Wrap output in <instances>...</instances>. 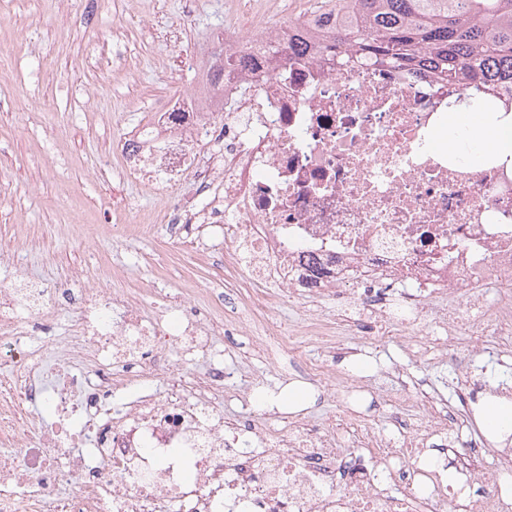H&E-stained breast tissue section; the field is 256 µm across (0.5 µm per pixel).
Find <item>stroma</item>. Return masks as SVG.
<instances>
[{
	"label": "stroma",
	"mask_w": 512,
	"mask_h": 512,
	"mask_svg": "<svg viewBox=\"0 0 512 512\" xmlns=\"http://www.w3.org/2000/svg\"><path fill=\"white\" fill-rule=\"evenodd\" d=\"M318 0H99L86 21L83 0H0V239L15 245L29 269L49 282L80 273L105 285V265H129L161 294L187 287L220 293L232 287L224 260L201 257L194 243L170 252L166 232L113 241V215L134 223L141 213L162 218L166 199L120 178L117 145L163 101L194 90L195 53L225 30L252 28L256 19L279 25L303 17ZM95 226L92 241L80 227ZM339 356L366 358L371 386L352 401L364 429H381L401 410L399 394L427 391L439 406L464 408L459 370L497 395L512 378L490 350L492 336L412 355L424 328L383 344L340 327ZM225 367L282 386L288 354L255 332L223 338Z\"/></svg>",
	"instance_id": "stroma-1"
}]
</instances>
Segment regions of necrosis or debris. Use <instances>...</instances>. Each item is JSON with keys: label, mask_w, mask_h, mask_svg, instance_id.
<instances>
[{"label": "necrosis or debris", "mask_w": 512, "mask_h": 512, "mask_svg": "<svg viewBox=\"0 0 512 512\" xmlns=\"http://www.w3.org/2000/svg\"><path fill=\"white\" fill-rule=\"evenodd\" d=\"M287 38L284 25L225 34V52L251 67L199 68L190 95L120 140L123 177L168 192L193 174L195 198L166 206L167 245L179 251L196 224L199 249L220 252L245 290L224 321L156 306L123 266L107 269L113 290L33 279L0 244V512H512L484 467L491 448L431 397L348 453L361 377L300 364L304 383L336 377L346 400L330 422L277 429L260 385L239 391L224 368L216 339L236 327L299 343L270 317L286 298L311 304L330 354L327 302L379 343L430 322L452 339L500 337L498 354L512 353V168L449 154L448 101L462 85L294 53L268 70L270 43ZM228 397L240 415L225 417ZM436 444L485 492L461 495L437 465H401L407 449Z\"/></svg>", "instance_id": "1"}]
</instances>
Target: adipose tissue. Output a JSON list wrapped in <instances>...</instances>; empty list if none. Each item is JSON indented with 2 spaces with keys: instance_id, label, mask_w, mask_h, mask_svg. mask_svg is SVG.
Returning a JSON list of instances; mask_svg holds the SVG:
<instances>
[{
  "instance_id": "1",
  "label": "adipose tissue",
  "mask_w": 512,
  "mask_h": 512,
  "mask_svg": "<svg viewBox=\"0 0 512 512\" xmlns=\"http://www.w3.org/2000/svg\"><path fill=\"white\" fill-rule=\"evenodd\" d=\"M448 123L467 136L463 142L449 138V152L460 154L469 149L512 164V118H500L495 112H474L460 105L449 113ZM473 415L491 441L499 443L512 438V400L487 398L475 406Z\"/></svg>"
}]
</instances>
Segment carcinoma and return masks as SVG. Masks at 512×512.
<instances>
[{
  "mask_svg": "<svg viewBox=\"0 0 512 512\" xmlns=\"http://www.w3.org/2000/svg\"><path fill=\"white\" fill-rule=\"evenodd\" d=\"M288 40L338 68L432 72L512 92V0H320Z\"/></svg>",
  "mask_w": 512,
  "mask_h": 512,
  "instance_id": "carcinoma-1",
  "label": "carcinoma"
}]
</instances>
